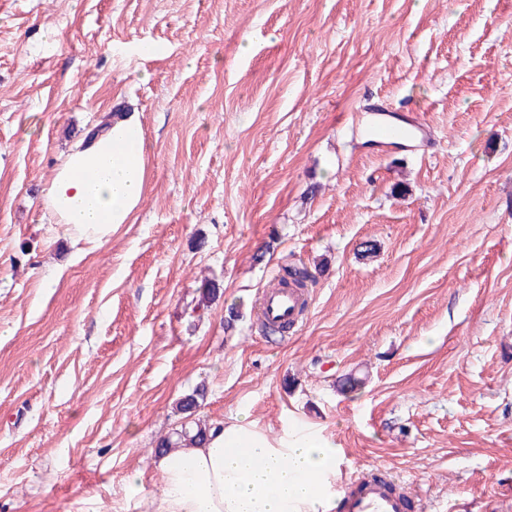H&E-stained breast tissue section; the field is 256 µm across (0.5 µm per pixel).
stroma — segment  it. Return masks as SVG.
Returning <instances> with one entry per match:
<instances>
[{"instance_id": "1", "label": "stroma", "mask_w": 512, "mask_h": 512, "mask_svg": "<svg viewBox=\"0 0 512 512\" xmlns=\"http://www.w3.org/2000/svg\"><path fill=\"white\" fill-rule=\"evenodd\" d=\"M379 99L425 151L365 143ZM123 109L134 223L56 235L55 163ZM287 264L308 308L266 334ZM199 386L200 419L335 445L337 480L512 512V0H0V512H147Z\"/></svg>"}]
</instances>
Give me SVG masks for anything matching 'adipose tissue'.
Segmentation results:
<instances>
[{
  "label": "adipose tissue",
  "instance_id": "adipose-tissue-1",
  "mask_svg": "<svg viewBox=\"0 0 512 512\" xmlns=\"http://www.w3.org/2000/svg\"><path fill=\"white\" fill-rule=\"evenodd\" d=\"M148 150L138 113L100 121L63 156L44 203L63 232L94 240L131 223L143 200ZM153 512H323L335 450L307 432L277 440L241 423L211 429L206 443L156 460Z\"/></svg>",
  "mask_w": 512,
  "mask_h": 512
}]
</instances>
